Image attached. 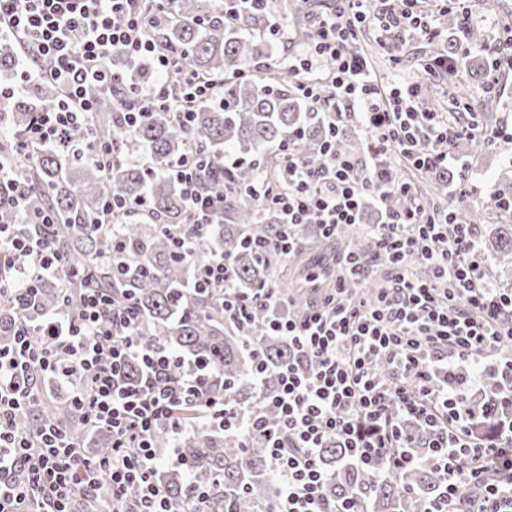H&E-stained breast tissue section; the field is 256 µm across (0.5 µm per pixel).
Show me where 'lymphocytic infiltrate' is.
<instances>
[{
	"mask_svg": "<svg viewBox=\"0 0 512 512\" xmlns=\"http://www.w3.org/2000/svg\"><path fill=\"white\" fill-rule=\"evenodd\" d=\"M139 2L0 0V37L14 38L21 49L12 82L0 86V104L45 81L61 90L59 100L16 133L20 150L60 145L71 133L90 130L95 95L102 91L112 92L126 139L155 112L172 113L187 128L196 106L223 102V81L176 67L147 33L173 20L172 0H154L151 17ZM419 2L341 0L317 16L307 46L288 59L299 94L326 116L331 134L345 126L341 104L358 107L369 176L357 179L364 163L357 157L329 148L312 164L287 143L278 152L276 175H261L251 187L261 206L279 212L283 226L316 224L327 239L360 223L364 199L373 198L385 208L371 234L377 257L392 268L387 284L368 289V262L341 251L329 291L293 318L274 280L245 295L223 253L211 252L197 264L192 288L221 295L226 323L253 335L251 311L266 307L273 313L266 331L286 337L292 350L288 364L277 369L276 390L248 405L206 394L196 360L142 345L136 330L143 315L115 306L98 289L83 290L76 317L44 321L43 346L19 324L12 344L0 345V512H73L75 497L90 502L104 493L112 512H177L159 466L187 468L180 441L203 427L263 449L276 477L275 512H365L359 490L327 496L329 476L321 465L327 442L341 448L343 466L372 471L381 464L384 477H394L418 463V440L407 429L414 421L432 433L426 462L439 485L429 499L406 488L408 502L420 512H460L466 490L478 485L482 492L471 512H512V359L498 357L501 344L512 342V292L485 280L473 227L461 223L455 209L385 206L390 196L413 191L410 179L391 177L392 162L444 167L454 140L512 146V128L487 131L473 120L420 111L423 82L455 68L454 58L434 59L416 82L386 86L351 48L358 30L371 23L395 61L407 32L437 37L432 12ZM146 62L155 70L152 85L128 84L127 71ZM165 171L180 185L193 223H223L224 192L208 180L203 162L183 156L168 161ZM31 198L30 185L13 175L12 159L0 155V205L15 214L13 222L0 224V267L11 271L0 276V298L29 287L36 275L74 274L43 234L45 225L56 223L55 212L32 207ZM416 254L428 261L427 278L406 269ZM133 358L140 366L135 383L125 373ZM378 361L385 373L375 371ZM175 364L180 372L174 376ZM42 377L64 388L89 430L111 433V455L87 454L51 424L34 431L19 426ZM162 435L163 447L157 444Z\"/></svg>",
	"mask_w": 512,
	"mask_h": 512,
	"instance_id": "obj_1",
	"label": "lymphocytic infiltrate"
}]
</instances>
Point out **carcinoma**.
Wrapping results in <instances>:
<instances>
[{
  "label": "carcinoma",
  "instance_id": "1",
  "mask_svg": "<svg viewBox=\"0 0 512 512\" xmlns=\"http://www.w3.org/2000/svg\"><path fill=\"white\" fill-rule=\"evenodd\" d=\"M174 9L187 23L155 29V37L177 61L204 76L224 77V105L198 107L191 127L184 129L165 112H156L143 122L132 140L146 148L163 163L182 155L203 150L210 170L223 177L228 193L223 224L203 228L188 223V210L179 185L157 169L147 172L132 163H119L106 170L93 161L75 156L73 148L89 142L118 138L117 114L113 112L112 93L97 98L90 132H74L69 146L44 149L30 158L17 146L5 144L0 151L15 159L18 173L32 182L34 205L53 209L58 223L44 229L53 246L70 262L92 272L90 279H37L35 305L28 296L16 293L0 300V343L9 342L17 330L18 317L27 316L32 342L42 344L40 325L52 314H78L74 297L67 288H83L89 283L109 294L119 304H131L147 318L137 331L140 341L162 346L178 356L200 358L208 363L210 373L206 391L226 394L242 402H253L260 393L269 394L276 384L273 368L288 363L291 349L282 336L255 337V344L272 370L266 372L260 387L251 383L254 360L244 346V338L224 323L222 299L217 294H197L190 290L194 264L206 259L214 248L224 251L234 265L237 286L251 289L267 278L274 263L271 255L257 251V245L277 239L281 226L276 213L261 207L251 196L250 187L257 165L277 163L274 149L288 139L291 131L303 136L293 144L294 154L308 162H318L326 146L334 143L336 151L352 154L361 147L344 130L331 137L327 125L312 115L295 91V78L276 65L267 53L258 15L245 12L233 25L220 22L197 28L188 20L203 15L209 6L202 0H176ZM255 67L251 79L239 80L240 70ZM59 90L44 83L29 94L7 104L0 112V127L10 130L24 127L32 111L57 99ZM240 150L247 162L224 170V152ZM486 143L479 138H465L455 144L462 156L483 151ZM117 195L133 200L145 195L150 201L149 216H124L116 236L96 231V217L106 197ZM178 225L197 236L199 247L192 257L175 253L168 226ZM349 248L361 256L375 253L373 237L348 226L341 233ZM282 296L290 301L287 311L302 314L308 296L296 287L294 278L284 276L278 283ZM49 418L60 425L76 443L89 440L85 426L72 403L59 398L49 408L36 400L21 419V427L35 430ZM184 457L192 464L197 482L209 487V512L224 509V500L233 496L232 512H255L264 504L268 512L275 508V477L263 450L239 447L224 432L198 430L181 440ZM342 450L336 442L327 443L322 453L324 469L329 474V493L340 496L351 488L369 492L373 512H402L406 509L402 491L407 486L431 495L438 477L426 464L382 483L364 471L339 467ZM169 486L178 508L189 512L185 502L186 481L174 467L159 474Z\"/></svg>",
  "mask_w": 512,
  "mask_h": 512
}]
</instances>
